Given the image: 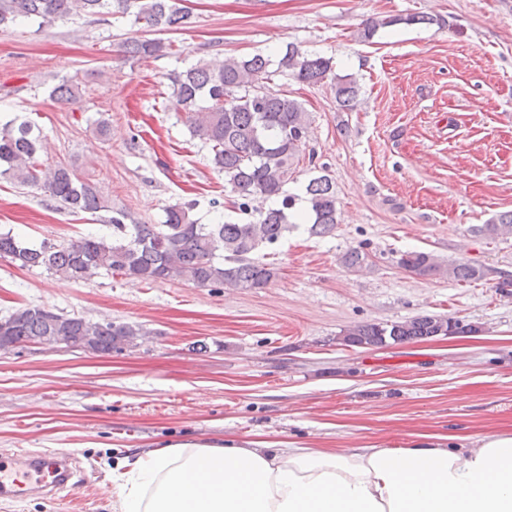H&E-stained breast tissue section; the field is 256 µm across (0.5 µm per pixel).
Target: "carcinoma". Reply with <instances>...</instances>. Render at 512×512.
<instances>
[{"label": "carcinoma", "mask_w": 512, "mask_h": 512, "mask_svg": "<svg viewBox=\"0 0 512 512\" xmlns=\"http://www.w3.org/2000/svg\"><path fill=\"white\" fill-rule=\"evenodd\" d=\"M81 14L129 15L143 32H174L193 24L189 9L178 0H0V27L18 20H37L45 26ZM432 18L410 15L372 18L360 31L368 42L378 29L398 23H429ZM131 57H158L169 45L161 38L133 36L124 42ZM332 61L309 55L293 44L275 58L262 54L229 56L214 66L198 61L182 71L168 74L175 108L186 114L193 137L208 145L211 163L224 175L238 210L246 213L257 196L282 198L255 221L201 224L192 215L193 206L175 204L162 224H127V214L110 217L112 234L85 236L64 244L34 246L10 234L0 233V258L23 268L40 267L71 281L88 280L98 274H121L139 282L176 280L199 288L230 285L259 289L276 276V269L255 261L252 255L277 243L289 229V210L303 200L298 214L312 235L330 234L338 224L336 191L325 175L310 179L304 197L286 193L288 173L306 145L309 122L303 104L283 93L265 89L275 76H291L308 85L324 82L332 74ZM360 87L353 78H336L334 95L343 110L357 107ZM82 93V82L63 78L51 90L58 102L69 104ZM44 136L28 119L0 123V178L22 187L40 189L57 202L89 213L112 211V201L101 190L80 181L62 163L40 161ZM512 231V210L501 212L474 232L495 237ZM341 261L349 269H361L368 255L361 248L345 252ZM397 264L419 276L448 273V278L468 283L485 278L481 266L467 262L442 265L433 255L407 251ZM9 328H0V351L23 343H37L53 336H68L75 347L95 341L97 350H120L140 335L141 329L127 323L101 324L82 317H68L41 308H19L5 318ZM473 331L458 319L419 316L391 324H360L347 330L349 346L384 347L412 339L448 336Z\"/></svg>", "instance_id": "carcinoma-1"}]
</instances>
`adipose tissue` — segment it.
<instances>
[{"mask_svg":"<svg viewBox=\"0 0 512 512\" xmlns=\"http://www.w3.org/2000/svg\"><path fill=\"white\" fill-rule=\"evenodd\" d=\"M119 512H512V434L407 448L176 442L112 472Z\"/></svg>","mask_w":512,"mask_h":512,"instance_id":"1","label":"adipose tissue"}]
</instances>
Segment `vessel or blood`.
Masks as SVG:
<instances>
[{
	"instance_id": "b4317fda",
	"label": "vessel or blood",
	"mask_w": 512,
	"mask_h": 512,
	"mask_svg": "<svg viewBox=\"0 0 512 512\" xmlns=\"http://www.w3.org/2000/svg\"><path fill=\"white\" fill-rule=\"evenodd\" d=\"M70 461L52 452L20 458L0 455V499L19 502L33 493L49 497L75 488Z\"/></svg>"
}]
</instances>
